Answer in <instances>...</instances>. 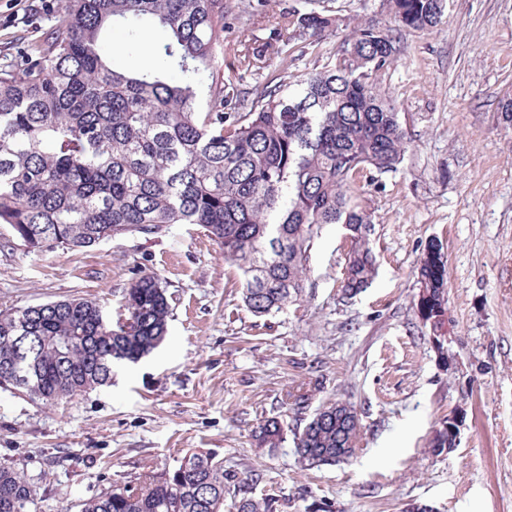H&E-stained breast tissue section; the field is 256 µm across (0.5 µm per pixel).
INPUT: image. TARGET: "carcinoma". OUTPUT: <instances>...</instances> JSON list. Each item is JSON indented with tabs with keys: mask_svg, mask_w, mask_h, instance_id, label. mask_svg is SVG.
<instances>
[{
	"mask_svg": "<svg viewBox=\"0 0 512 512\" xmlns=\"http://www.w3.org/2000/svg\"><path fill=\"white\" fill-rule=\"evenodd\" d=\"M446 0H383L388 25L351 23L333 0H295L274 41L317 47L343 28L319 71L273 79L254 97L214 62L224 45L229 0H69L67 13L38 42L0 67V227L5 244L30 250L87 248L117 235L158 237L197 224L241 276L249 312L265 317L297 300L321 228L342 224L353 247L343 293L354 296L376 273L371 212L357 184L395 172L408 147L400 112L381 88L397 60L393 29L423 34ZM157 28L166 66L114 67L109 34L129 39ZM232 51L249 68L263 50L240 40ZM415 306L434 330L447 304L448 261L430 241L420 257ZM123 313L69 298L0 310V389L54 404L112 380L165 339L171 294L155 276L127 288ZM331 405L314 413L294 447L306 466L331 465L355 448L360 422ZM276 417L253 430L277 448ZM431 447L455 448L441 428ZM224 461L196 452L159 474L116 484L81 512H224V493L246 484ZM267 498L241 496L233 512H273ZM0 512H40L35 483L0 462Z\"/></svg>",
	"mask_w": 512,
	"mask_h": 512,
	"instance_id": "obj_1",
	"label": "carcinoma"
}]
</instances>
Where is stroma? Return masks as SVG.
<instances>
[{"label":"stroma","mask_w":512,"mask_h":512,"mask_svg":"<svg viewBox=\"0 0 512 512\" xmlns=\"http://www.w3.org/2000/svg\"><path fill=\"white\" fill-rule=\"evenodd\" d=\"M238 6L224 27L266 41L290 0ZM42 0H0V56L41 39L63 17ZM384 85L409 147L397 171L362 178L377 261L371 285L341 290L351 248L342 225L324 226L304 288L279 313L253 316L238 272L202 228L176 224L158 238L118 235L86 249L0 248V310L72 297L112 316L136 277L151 274L173 296L169 333L110 385L46 405L0 389V461L33 476L43 512H80L104 489L210 452L253 474L251 493L276 512H512V130L498 102L512 92V0H446L439 25L403 35ZM267 54L245 74L262 89L287 68L303 76L330 51ZM166 60L162 35L113 54L117 67ZM448 259L447 342L442 364L418 315L416 267L430 240ZM335 402L353 405L360 434L345 461L305 469L291 440L256 447L251 431L276 417L289 433ZM464 421L458 445L431 448L448 415Z\"/></svg>","instance_id":"obj_1"}]
</instances>
